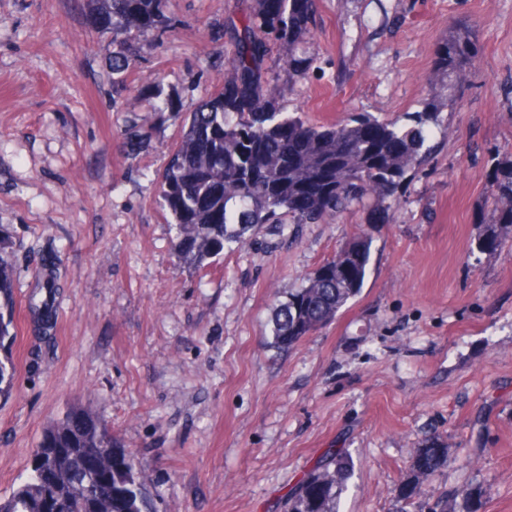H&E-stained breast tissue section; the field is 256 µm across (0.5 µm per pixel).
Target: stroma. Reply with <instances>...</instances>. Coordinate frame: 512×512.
<instances>
[{
	"label": "stroma",
	"mask_w": 512,
	"mask_h": 512,
	"mask_svg": "<svg viewBox=\"0 0 512 512\" xmlns=\"http://www.w3.org/2000/svg\"><path fill=\"white\" fill-rule=\"evenodd\" d=\"M241 3L165 0L171 28L137 35L118 92L87 0H0V227L18 333L0 498L29 475L47 425L80 405L134 457L150 512H274L331 449L351 462L340 512H397L433 438L448 460L427 497L512 512V238L476 247L496 165L512 158V0H319L314 64L288 110L319 124L415 111L435 49L461 28L476 35L470 81L388 223L356 209L265 224L205 274L179 264L158 187L190 112L224 82V24ZM153 83L172 106L156 107ZM360 231L372 239L360 295L278 353L277 301ZM49 255L60 287L46 331L29 302Z\"/></svg>",
	"instance_id": "1"
}]
</instances>
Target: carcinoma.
Returning a JSON list of instances; mask_svg holds the SVG:
<instances>
[{"label":"carcinoma","instance_id":"cac0c4a2","mask_svg":"<svg viewBox=\"0 0 512 512\" xmlns=\"http://www.w3.org/2000/svg\"><path fill=\"white\" fill-rule=\"evenodd\" d=\"M89 22L98 31L128 34L166 31L163 0H89ZM317 0H251L227 27L232 57L224 86L189 114L159 181L161 206L173 225L178 261L203 270L226 242L242 243L263 224H321L354 208L383 224L408 182L429 161L440 112L454 110L456 93L469 82L477 54L470 30L447 39L437 51L429 84L440 88L419 109L384 120L349 112L331 124L314 123L282 107L294 77L313 59L303 47ZM288 55L276 69L265 65L278 45ZM137 54L135 42L120 44L110 67L114 86ZM492 220L477 240L482 252L502 245L512 225V160L501 163L491 184ZM371 239L353 236L278 302L272 345L289 350L336 319L363 287ZM16 301L9 241L0 232V396L17 383L13 346ZM52 463L55 481L30 472L0 512H149L134 459L112 436L101 416L73 407L45 430L33 453ZM448 448L437 440L418 450L413 477L399 490L405 504L425 495L423 481L445 464ZM350 475L340 453L323 456L277 504V512H338Z\"/></svg>","mask_w":512,"mask_h":512}]
</instances>
